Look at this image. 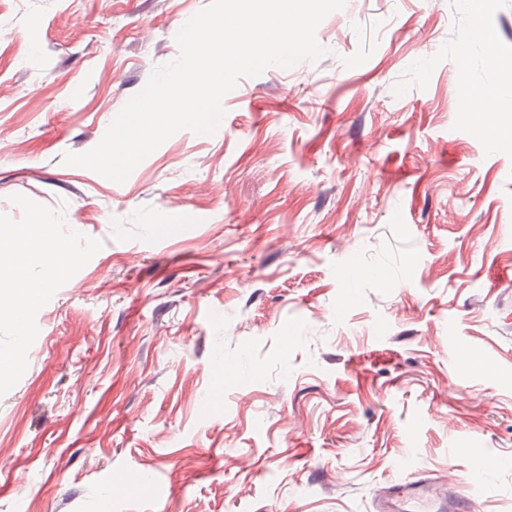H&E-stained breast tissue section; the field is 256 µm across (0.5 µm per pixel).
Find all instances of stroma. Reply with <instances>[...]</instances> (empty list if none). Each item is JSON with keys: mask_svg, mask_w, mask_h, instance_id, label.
Listing matches in <instances>:
<instances>
[{"mask_svg": "<svg viewBox=\"0 0 512 512\" xmlns=\"http://www.w3.org/2000/svg\"><path fill=\"white\" fill-rule=\"evenodd\" d=\"M210 2L0 0V227L76 262L0 321V512H374L419 478L512 512V139L457 93L505 81L471 14L346 0L214 134L66 165ZM479 6L512 56V0Z\"/></svg>", "mask_w": 512, "mask_h": 512, "instance_id": "stroma-1", "label": "stroma"}]
</instances>
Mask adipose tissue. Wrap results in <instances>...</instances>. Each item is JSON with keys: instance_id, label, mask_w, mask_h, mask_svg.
Segmentation results:
<instances>
[{"instance_id": "adipose-tissue-1", "label": "adipose tissue", "mask_w": 512, "mask_h": 512, "mask_svg": "<svg viewBox=\"0 0 512 512\" xmlns=\"http://www.w3.org/2000/svg\"><path fill=\"white\" fill-rule=\"evenodd\" d=\"M46 262L51 278L69 275L72 257L60 239L39 217L29 223L0 230V315L15 317L25 307L33 305L45 288L43 281L30 278L25 272L29 257Z\"/></svg>"}]
</instances>
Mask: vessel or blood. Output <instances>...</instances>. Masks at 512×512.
<instances>
[{"label": "vessel or blood", "mask_w": 512, "mask_h": 512, "mask_svg": "<svg viewBox=\"0 0 512 512\" xmlns=\"http://www.w3.org/2000/svg\"><path fill=\"white\" fill-rule=\"evenodd\" d=\"M375 512H479L465 483L440 486L427 478L392 483L374 494Z\"/></svg>", "instance_id": "obj_1"}]
</instances>
